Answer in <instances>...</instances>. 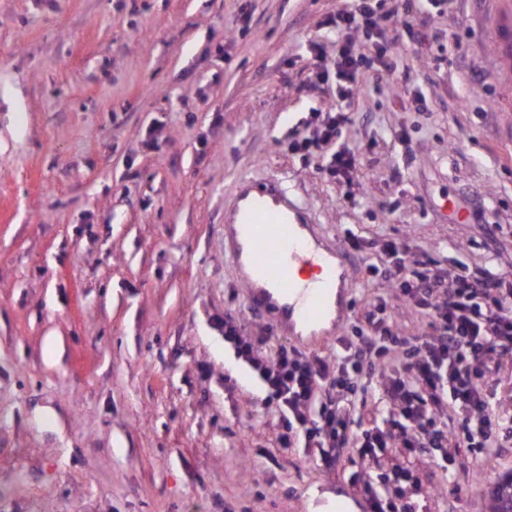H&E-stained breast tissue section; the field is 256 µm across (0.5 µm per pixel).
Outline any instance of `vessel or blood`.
<instances>
[{"instance_id":"1","label":"vessel or blood","mask_w":512,"mask_h":512,"mask_svg":"<svg viewBox=\"0 0 512 512\" xmlns=\"http://www.w3.org/2000/svg\"><path fill=\"white\" fill-rule=\"evenodd\" d=\"M224 247L248 306L266 315L278 336L338 338L352 286L345 252L324 242L285 185L239 178L224 209Z\"/></svg>"}]
</instances>
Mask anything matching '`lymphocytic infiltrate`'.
I'll use <instances>...</instances> for the list:
<instances>
[{
    "label": "lymphocytic infiltrate",
    "mask_w": 512,
    "mask_h": 512,
    "mask_svg": "<svg viewBox=\"0 0 512 512\" xmlns=\"http://www.w3.org/2000/svg\"><path fill=\"white\" fill-rule=\"evenodd\" d=\"M407 14L401 0H351L324 24L338 51L333 68H317L315 76L336 79L342 101L314 113L312 134L288 148L326 151L327 172L338 182L351 184L357 170L356 153L344 143L350 123L344 103L363 89L355 39L363 37L375 59L388 65L392 45L408 27ZM380 249L395 297L427 317L421 335L393 331V315L382 301L366 329L340 339L331 362L285 343L267 353L263 339L244 335L229 317L224 340L276 403L282 447L301 448L329 470L353 449L362 467L352 482L361 487L367 512H415L410 491L417 475L408 467H384L386 458L428 451L447 461L454 482L460 478L450 463L454 448L466 445L489 460L502 431L512 430V412L496 410L489 390L490 361L512 356V289L490 259L477 271L451 276L436 263L411 260L402 240H384ZM372 389L379 394L374 422L356 430V395Z\"/></svg>",
    "instance_id": "f902f5d3"
}]
</instances>
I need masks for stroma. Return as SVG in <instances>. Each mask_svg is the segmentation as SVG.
I'll return each instance as SVG.
<instances>
[{
  "label": "stroma",
  "instance_id": "1",
  "mask_svg": "<svg viewBox=\"0 0 512 512\" xmlns=\"http://www.w3.org/2000/svg\"><path fill=\"white\" fill-rule=\"evenodd\" d=\"M347 0H0V512H327L353 486L279 443V416L224 344L267 349L224 253V198L283 179L343 245L405 241L449 273L495 257L512 285V0L413 8L392 68L363 64L352 185L286 151L336 99L312 48ZM424 101H415L416 92ZM343 333L390 289L350 253ZM413 466L418 512H487L512 474Z\"/></svg>",
  "mask_w": 512,
  "mask_h": 512
}]
</instances>
